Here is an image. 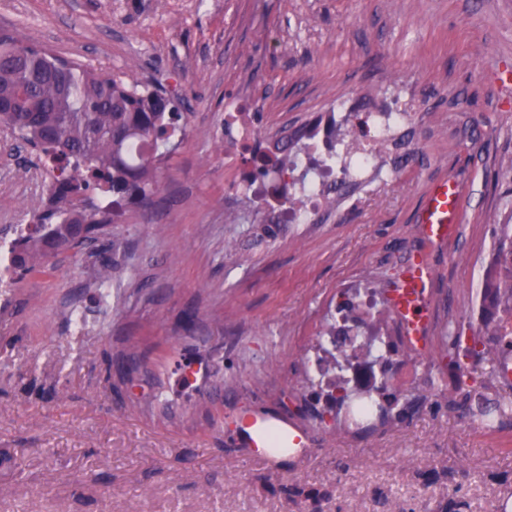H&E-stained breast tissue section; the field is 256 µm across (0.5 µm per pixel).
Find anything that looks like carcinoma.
<instances>
[{"mask_svg": "<svg viewBox=\"0 0 512 512\" xmlns=\"http://www.w3.org/2000/svg\"><path fill=\"white\" fill-rule=\"evenodd\" d=\"M0 124L14 127L27 145L38 144L37 160L49 169L47 197L33 226L15 239L13 265L44 273L53 248L85 245L89 234L115 221L123 203H143L159 191L158 153L175 135L179 108L159 86L127 83L43 47L21 44L0 33ZM151 150L133 157L131 147ZM95 190L108 206L87 204ZM137 363L119 361L106 380L132 377ZM473 421L493 430L512 420V396L466 394Z\"/></svg>", "mask_w": 512, "mask_h": 512, "instance_id": "cac0c4a2", "label": "carcinoma"}]
</instances>
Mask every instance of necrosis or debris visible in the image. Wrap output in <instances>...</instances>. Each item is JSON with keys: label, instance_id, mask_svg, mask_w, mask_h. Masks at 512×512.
Returning a JSON list of instances; mask_svg holds the SVG:
<instances>
[{"label": "necrosis or debris", "instance_id": "4bbe7bcc", "mask_svg": "<svg viewBox=\"0 0 512 512\" xmlns=\"http://www.w3.org/2000/svg\"><path fill=\"white\" fill-rule=\"evenodd\" d=\"M422 109L423 99L412 88L400 90L392 102L349 97L337 110L270 135L255 125L247 102L234 96L224 102V161L240 168L239 186L263 204L253 223L321 224L401 175ZM480 267L482 281L469 312L481 318L494 310L490 328L478 342L496 351L503 337H512V264H504L493 248L483 255ZM332 323L337 335L357 332L383 341L392 355L384 372L365 354L341 356L328 336L315 340L306 354L305 368L321 383L323 404L335 414L337 426L364 434L392 416L387 401H367L380 379L401 392L421 385L420 354L370 281H352L339 289ZM339 360L345 365L341 373L334 367Z\"/></svg>", "mask_w": 512, "mask_h": 512}]
</instances>
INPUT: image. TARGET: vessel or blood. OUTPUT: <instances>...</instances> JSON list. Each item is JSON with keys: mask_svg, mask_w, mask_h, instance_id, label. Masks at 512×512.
<instances>
[{"mask_svg": "<svg viewBox=\"0 0 512 512\" xmlns=\"http://www.w3.org/2000/svg\"><path fill=\"white\" fill-rule=\"evenodd\" d=\"M465 198L460 184L446 179L434 184L423 202L419 222L424 238L433 244L452 239L459 228ZM432 279V270L425 253L411 256L404 265L398 280L391 289V302L402 318L408 335H426L431 314L424 294ZM238 427L251 447L257 448V462L273 468L279 462L283 448L303 450L309 445L306 431L282 420L271 423L269 418L246 413L238 418Z\"/></svg>", "mask_w": 512, "mask_h": 512, "instance_id": "vessel-or-blood-1", "label": "vessel or blood"}]
</instances>
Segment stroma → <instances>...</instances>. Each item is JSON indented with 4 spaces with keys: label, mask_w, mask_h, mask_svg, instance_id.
Here are the masks:
<instances>
[{
    "label": "stroma",
    "mask_w": 512,
    "mask_h": 512,
    "mask_svg": "<svg viewBox=\"0 0 512 512\" xmlns=\"http://www.w3.org/2000/svg\"><path fill=\"white\" fill-rule=\"evenodd\" d=\"M0 30L186 100L150 208L0 295V512H489L512 498V426L472 423L466 386L445 388L444 342L476 334L477 258L512 218V102L493 81L512 65V0H0ZM404 80L429 105L399 181L331 224L259 239L250 199L225 223V97L247 95L273 129ZM442 179L465 208L456 237L429 247L418 213ZM46 184L0 146V229L29 223ZM421 250L436 321L417 404L365 437L325 427L303 361L337 289L390 287ZM132 351L134 385L113 392L106 362ZM253 411L307 430L312 453L275 472L256 463L232 430Z\"/></svg>",
    "instance_id": "1"
}]
</instances>
